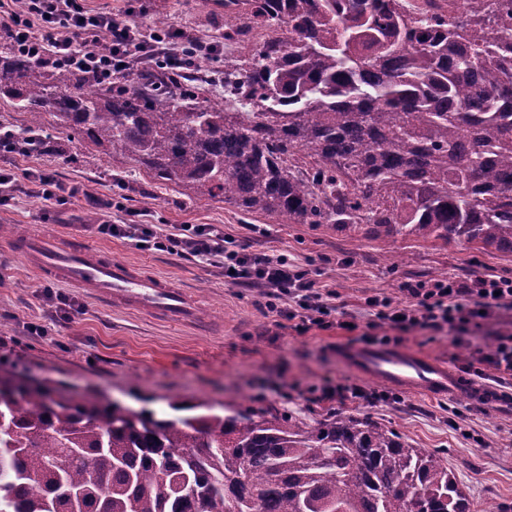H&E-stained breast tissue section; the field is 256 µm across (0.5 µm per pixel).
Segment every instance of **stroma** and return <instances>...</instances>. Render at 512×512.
I'll use <instances>...</instances> for the list:
<instances>
[{
  "label": "stroma",
  "mask_w": 512,
  "mask_h": 512,
  "mask_svg": "<svg viewBox=\"0 0 512 512\" xmlns=\"http://www.w3.org/2000/svg\"><path fill=\"white\" fill-rule=\"evenodd\" d=\"M89 9L132 19L143 29L160 28L215 39L224 31V0H86ZM56 144L31 157H0V169L18 177L14 198L0 206V224H21L31 239L71 237L88 242L143 272L184 288L196 299L195 323L106 304L85 289L47 284L19 252L13 237H0V370L82 393L102 392L135 409L167 410L169 398L206 401L214 407L242 405L289 414L315 424L343 411L392 428L415 448L434 453L454 468L466 487L470 512H504L512 506V404L485 408L464 396L430 397L401 391L400 401L376 403L315 401L312 387L324 383L360 384L384 392V384L362 380L337 359L334 345L353 343L356 333L339 327L295 331L291 322L261 306L254 288L224 282L222 268L197 264L164 252L140 249L126 238L98 233L109 221L209 224L256 254H283L310 264L318 284L336 289L342 311L359 327L370 316L365 300L406 299V282L472 272L512 277V253L473 245L448 246L402 236L372 238L337 231L330 224H288L266 215H246L221 198L195 200L173 183L151 181L145 170L120 155L98 153L84 139L55 134ZM55 171L80 194L47 202L30 191L23 173ZM110 200L94 207L91 197ZM67 297V313L55 311L46 287ZM39 325L44 335L30 334ZM410 346L462 370L464 349L447 332L414 330L402 334Z\"/></svg>",
  "instance_id": "stroma-1"
}]
</instances>
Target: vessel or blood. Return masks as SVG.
<instances>
[{"label":"vessel or blood","mask_w":512,"mask_h":512,"mask_svg":"<svg viewBox=\"0 0 512 512\" xmlns=\"http://www.w3.org/2000/svg\"><path fill=\"white\" fill-rule=\"evenodd\" d=\"M41 275L93 290L107 303L184 320L197 315L187 293L167 281L135 271L76 240H33L24 249ZM340 359L358 375L429 396L465 394L474 402L496 405L500 394L429 356L391 345L362 344L342 349Z\"/></svg>","instance_id":"1"}]
</instances>
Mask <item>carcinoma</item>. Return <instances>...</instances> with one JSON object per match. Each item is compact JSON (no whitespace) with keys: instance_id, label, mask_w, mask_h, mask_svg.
<instances>
[{"instance_id":"1","label":"carcinoma","mask_w":512,"mask_h":512,"mask_svg":"<svg viewBox=\"0 0 512 512\" xmlns=\"http://www.w3.org/2000/svg\"><path fill=\"white\" fill-rule=\"evenodd\" d=\"M224 101L200 56L116 88L0 56V94L157 182L248 215L512 252V0H224ZM0 376V512H470L453 471L338 412L311 426L238 407Z\"/></svg>"}]
</instances>
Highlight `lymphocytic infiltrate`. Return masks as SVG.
I'll return each instance as SVG.
<instances>
[{
	"label": "lymphocytic infiltrate",
	"instance_id": "lymphocytic-infiltrate-1",
	"mask_svg": "<svg viewBox=\"0 0 512 512\" xmlns=\"http://www.w3.org/2000/svg\"><path fill=\"white\" fill-rule=\"evenodd\" d=\"M0 28L15 49L36 62L56 68L77 67L98 82L132 68L137 59L164 50L169 59L183 58L176 35L143 34L138 25L111 14L90 12L83 0H0ZM100 233L134 240L138 247L223 268L233 286L261 288L267 312L292 321L297 331L331 327L337 314L336 290L322 288L309 269L286 255L269 256L232 249L222 233L207 224H182L169 232L155 224H99ZM406 302L367 298L370 327L399 332L448 331L454 346L466 347L472 362L512 379V336L498 335L492 351L471 344L469 328L496 321L512 309V279L477 275L468 280L443 277L402 286Z\"/></svg>",
	"mask_w": 512,
	"mask_h": 512
}]
</instances>
